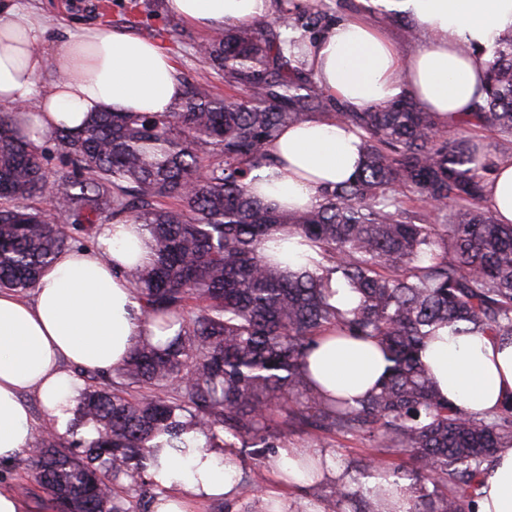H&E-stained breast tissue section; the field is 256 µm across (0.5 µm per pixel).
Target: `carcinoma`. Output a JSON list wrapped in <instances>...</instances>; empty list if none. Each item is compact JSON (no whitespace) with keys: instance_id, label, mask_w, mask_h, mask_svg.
I'll use <instances>...</instances> for the list:
<instances>
[{"instance_id":"1","label":"carcinoma","mask_w":512,"mask_h":512,"mask_svg":"<svg viewBox=\"0 0 512 512\" xmlns=\"http://www.w3.org/2000/svg\"><path fill=\"white\" fill-rule=\"evenodd\" d=\"M279 28L229 25L196 44L202 62L237 90L183 82L165 114L97 112L80 130L52 141L71 170L51 181L42 152L0 106V289L25 293L63 249L91 241L100 224H141L153 259L130 268L144 315L164 343L138 340L107 373L78 372L84 387L69 434H43L27 466L54 512H153L148 470L159 449L187 447L184 436L249 466L251 491L269 449L305 432L365 440L417 463L411 482L370 490L374 465L356 461L347 485L324 503L359 497L356 512H463L498 449L512 447V402L467 413L441 395L421 360L443 327L512 340V224L485 209L488 166L475 138L512 140V35L493 49L488 84L472 112L446 124L409 96L361 112H331V100L294 55L281 29L301 44L328 22L322 0L304 9L275 0ZM159 0H129L118 23L148 30ZM336 118L356 129L363 164L351 181L325 187L303 212L279 209L251 191V174L275 161L279 132ZM52 190L54 222L31 202ZM319 247L315 270L284 269L263 246L277 233ZM360 295L341 311L328 302L332 278ZM197 303L190 309L191 303ZM373 339L391 362L388 376L350 404L319 391L307 358L322 335ZM91 426L95 435L82 429ZM162 442H157V439Z\"/></svg>"}]
</instances>
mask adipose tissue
Returning <instances> with one entry per match:
<instances>
[{
    "label": "adipose tissue",
    "mask_w": 512,
    "mask_h": 512,
    "mask_svg": "<svg viewBox=\"0 0 512 512\" xmlns=\"http://www.w3.org/2000/svg\"><path fill=\"white\" fill-rule=\"evenodd\" d=\"M410 21L422 38L401 51L362 17L330 23L308 41L304 60L315 81L346 112L413 97L426 111L455 124L472 111L485 84L490 51L512 31V0H376ZM169 14L206 32L250 25L273 0H165ZM44 17L0 0V104L28 129L40 149L60 127L83 129L95 112H170L183 96L164 45L130 31L88 26L46 52ZM62 75L50 94L37 90L47 67ZM274 169L258 170L257 194L291 211L315 207L320 189L353 179L363 151L343 121L307 120L283 128L270 144ZM484 202L501 224H512V159L499 161ZM140 224L102 225L94 245L60 252L44 269L32 298L0 291V460L25 452L32 430L25 394L35 393L48 427L66 433L82 389L75 368L107 371L129 356L138 337L166 341L146 329L124 269L151 260ZM441 394L469 412L497 411L512 400V340L455 335L443 329L422 355ZM374 343L327 334L309 357L313 379L345 399L368 394L388 374ZM150 475L162 494L155 512H192L194 502L234 498L237 474L197 437L187 454L164 449ZM474 512H512V447L499 449L483 475Z\"/></svg>",
    "instance_id": "obj_1"
}]
</instances>
